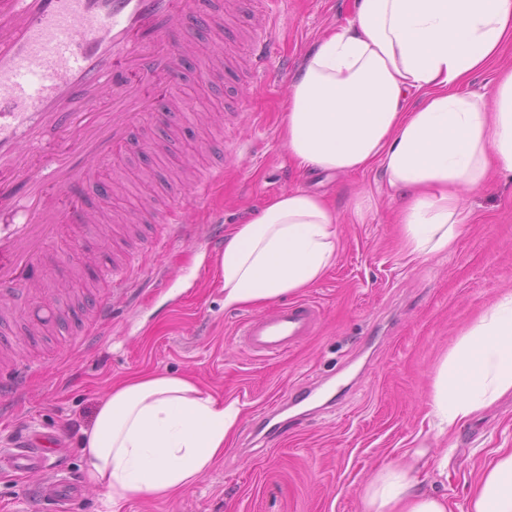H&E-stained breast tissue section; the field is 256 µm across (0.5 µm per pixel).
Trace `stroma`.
I'll return each instance as SVG.
<instances>
[{
  "label": "stroma",
  "mask_w": 512,
  "mask_h": 512,
  "mask_svg": "<svg viewBox=\"0 0 512 512\" xmlns=\"http://www.w3.org/2000/svg\"><path fill=\"white\" fill-rule=\"evenodd\" d=\"M353 6L354 0H286L276 26L259 15L239 19L240 27L266 29L275 42L271 78L256 87L233 75L211 85L186 80L185 89L197 94L182 97L168 116L179 137L166 140L163 125L148 121L118 166L98 173L123 174L125 192L107 205L119 220L148 202L167 206L184 162H211L202 123L211 110L222 112L224 183L208 202L188 203L186 217L202 229L217 218L229 229L282 191L324 194L339 217V250L322 279L298 294L320 307L314 332L283 356L255 360L235 334L253 311L225 309L216 255L204 241L158 253L144 244L150 224L138 225L129 240L90 239L81 226H63L46 257L53 273L48 296L51 305L71 306L70 319L40 336L29 335L25 323L12 324L19 362L42 368L14 411L0 417V452L47 428L62 445L56 465L82 478L83 429L113 383L143 372L191 376L215 398L238 400L243 411L231 442L194 485L168 499H135L123 512H361L364 488L387 457L440 447L424 419L435 371L463 331L512 291V183L494 177L464 194L470 218L448 254L414 259L401 249L397 203L377 171L303 175L289 163L280 137L284 94L318 40L345 25ZM145 141L156 142L159 153L144 152ZM127 247L139 250L143 268L158 265L164 275L85 341L83 326L101 296L99 277ZM316 383L333 398L331 408L290 421L281 439L254 443L268 403ZM341 383L349 391L339 397ZM448 440L456 445L448 473H431L426 486L447 496L449 512H462L491 451L512 448V395Z\"/></svg>",
  "instance_id": "1"
}]
</instances>
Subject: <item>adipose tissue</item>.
I'll use <instances>...</instances> for the list:
<instances>
[{
  "mask_svg": "<svg viewBox=\"0 0 512 512\" xmlns=\"http://www.w3.org/2000/svg\"><path fill=\"white\" fill-rule=\"evenodd\" d=\"M512 47V0H355L347 25L323 36L293 79L282 114L301 173L380 171L398 202L408 255L444 254L466 221L460 195L491 171L512 179V70L489 93L471 77ZM338 220L320 195L294 188L234 225L216 258L228 309L268 307L316 284L336 262ZM512 394V292L462 335L439 367L426 415L437 437ZM242 406L185 376L149 372L112 386L84 431L87 482L106 512L168 498L211 467ZM425 451L390 459L365 488L362 512H448L416 471ZM465 512H512V448L496 449Z\"/></svg>",
  "mask_w": 512,
  "mask_h": 512,
  "instance_id": "adipose-tissue-1",
  "label": "adipose tissue"
}]
</instances>
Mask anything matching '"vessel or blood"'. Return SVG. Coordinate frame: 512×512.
<instances>
[{
  "mask_svg": "<svg viewBox=\"0 0 512 512\" xmlns=\"http://www.w3.org/2000/svg\"><path fill=\"white\" fill-rule=\"evenodd\" d=\"M284 2L0 0V320L23 316V296L46 294L42 258L59 225L83 224L93 236L105 223V213L90 208L83 191L95 166L118 157L148 118L179 107L183 65L199 52L195 32H205L211 48L197 81L223 82L231 44L248 61L252 80L261 81L260 62L270 59L273 43L225 26L224 15L260 7L273 22ZM223 179L220 165L194 171V199H208ZM139 221L166 225L153 238L157 251L197 238L177 206L144 210ZM139 271L130 259L104 272L109 298L96 303L86 338L126 304ZM318 320L314 302H292L245 319L236 334L254 356H280ZM34 370L24 364L0 374V410L25 391ZM57 446L54 432H29L21 449L0 456V466L19 476L44 469ZM79 494L76 480L57 471L29 512H64Z\"/></svg>",
  "mask_w": 512,
  "mask_h": 512,
  "instance_id": "1",
  "label": "vessel or blood"
}]
</instances>
